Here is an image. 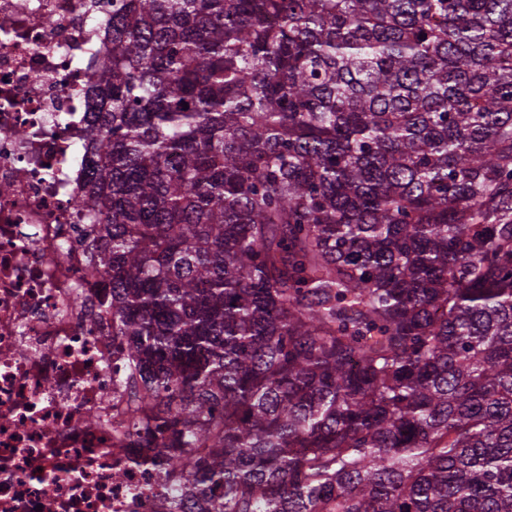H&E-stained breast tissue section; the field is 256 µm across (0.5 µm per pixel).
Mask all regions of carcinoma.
<instances>
[{"mask_svg":"<svg viewBox=\"0 0 512 512\" xmlns=\"http://www.w3.org/2000/svg\"><path fill=\"white\" fill-rule=\"evenodd\" d=\"M110 27L77 203L136 434L223 512H512V0Z\"/></svg>","mask_w":512,"mask_h":512,"instance_id":"1","label":"carcinoma"}]
</instances>
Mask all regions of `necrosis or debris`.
<instances>
[{"label": "necrosis or debris", "mask_w": 512, "mask_h": 512, "mask_svg": "<svg viewBox=\"0 0 512 512\" xmlns=\"http://www.w3.org/2000/svg\"><path fill=\"white\" fill-rule=\"evenodd\" d=\"M108 0H0V512H172L112 383L111 285L86 274L82 131L111 62Z\"/></svg>", "instance_id": "4bbe7bcc"}]
</instances>
